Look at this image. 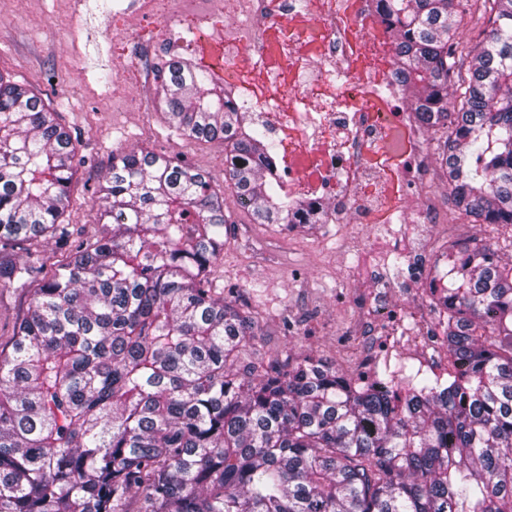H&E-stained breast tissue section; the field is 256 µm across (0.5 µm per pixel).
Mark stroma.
Wrapping results in <instances>:
<instances>
[{
    "label": "stroma",
    "instance_id": "obj_1",
    "mask_svg": "<svg viewBox=\"0 0 512 512\" xmlns=\"http://www.w3.org/2000/svg\"><path fill=\"white\" fill-rule=\"evenodd\" d=\"M72 0H0V74L51 99L60 123L71 134L80 161L72 185L70 215L73 238L85 240L97 228L94 188L112 164L113 154L145 148L180 159L204 171L216 185L224 183V143L193 141L167 129L157 107L155 82L141 73V57L127 59L122 86H115L112 48L99 31L107 9L104 0H87L72 13ZM132 95L144 100L141 112L113 108L112 101ZM424 196L436 204L443 222L433 226L438 239L483 240L504 249L488 225L465 224L435 172H428ZM224 259L212 285L258 318L255 338L264 359L288 352L336 357V333L348 314L347 282L335 267L347 263L349 250L337 224L287 230L255 223L232 194H225Z\"/></svg>",
    "mask_w": 512,
    "mask_h": 512
}]
</instances>
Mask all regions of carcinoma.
<instances>
[{"label": "carcinoma", "mask_w": 512, "mask_h": 512, "mask_svg": "<svg viewBox=\"0 0 512 512\" xmlns=\"http://www.w3.org/2000/svg\"><path fill=\"white\" fill-rule=\"evenodd\" d=\"M393 73L435 144L457 215L512 231V0H378ZM479 16L486 40L459 37ZM166 123L224 141L258 224L326 223L288 196L280 144L196 59L156 67ZM71 135L0 75V290L32 289L0 352V512H512V260L454 244L443 335L461 371L369 390L310 354L245 363L258 319L210 287L224 194L145 149L112 156L101 234L63 218ZM52 240L48 272L17 245Z\"/></svg>", "instance_id": "carcinoma-1"}]
</instances>
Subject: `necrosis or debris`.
I'll return each instance as SVG.
<instances>
[{"label": "necrosis or debris", "mask_w": 512, "mask_h": 512, "mask_svg": "<svg viewBox=\"0 0 512 512\" xmlns=\"http://www.w3.org/2000/svg\"><path fill=\"white\" fill-rule=\"evenodd\" d=\"M155 2L134 0L104 19L117 62L140 46L149 53L165 47L173 58L207 48L210 70L245 90L236 109L281 140L289 195L330 202L333 223L365 230L353 262L336 269L350 285L351 311L336 336L337 364L363 386L410 359L441 375L458 371L442 336L446 313L428 300L430 288L448 280L432 261L441 242L423 232L436 214L427 206L404 214L407 190H419L428 171L422 132L399 107L401 89L385 71L347 69L352 31L375 17L377 0H350L344 9L336 0H168L161 18ZM284 17L291 29L270 41ZM313 20L322 25L320 49L305 60L297 46ZM273 55L288 60L296 77L287 108L272 85L248 81L264 74ZM396 256L408 260L403 288L388 285Z\"/></svg>", "instance_id": "1"}]
</instances>
